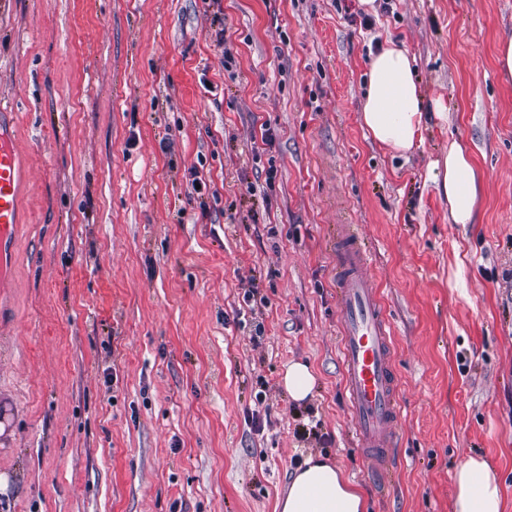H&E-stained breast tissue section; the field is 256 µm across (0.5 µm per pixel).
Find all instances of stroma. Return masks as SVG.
<instances>
[{
  "label": "stroma",
  "mask_w": 512,
  "mask_h": 512,
  "mask_svg": "<svg viewBox=\"0 0 512 512\" xmlns=\"http://www.w3.org/2000/svg\"><path fill=\"white\" fill-rule=\"evenodd\" d=\"M507 33L512 0H0L25 163L0 295V512H275L311 455L368 512H452L475 453L512 512ZM389 39L428 113L406 156L361 121ZM453 141L483 177L474 224L449 223L434 181ZM337 224L361 226L393 325L383 494L347 410ZM293 361L316 376L302 403ZM283 383L292 400L301 403L312 394L316 376L305 363L292 362L288 364Z\"/></svg>",
  "instance_id": "35a3bbf8"
}]
</instances>
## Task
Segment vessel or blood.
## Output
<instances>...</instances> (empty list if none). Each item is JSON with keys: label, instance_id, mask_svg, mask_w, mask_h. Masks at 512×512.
<instances>
[{"label": "vessel or blood", "instance_id": "1", "mask_svg": "<svg viewBox=\"0 0 512 512\" xmlns=\"http://www.w3.org/2000/svg\"><path fill=\"white\" fill-rule=\"evenodd\" d=\"M22 158L10 126L0 123V272L15 262L21 229ZM336 297L342 307L339 343L356 445L373 460L378 484L391 481V448L401 423L393 364L392 328L378 289L365 268L368 251L353 224L337 225Z\"/></svg>", "mask_w": 512, "mask_h": 512}]
</instances>
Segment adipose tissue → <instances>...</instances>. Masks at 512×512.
Listing matches in <instances>:
<instances>
[{"mask_svg": "<svg viewBox=\"0 0 512 512\" xmlns=\"http://www.w3.org/2000/svg\"><path fill=\"white\" fill-rule=\"evenodd\" d=\"M362 122L373 140L395 152H410L423 125L422 97L406 50L386 41L373 55L368 72ZM442 188L448 199V220H478L480 174L459 143L448 146ZM453 512H505L504 493L491 461L475 454L453 474ZM280 512H365V498L341 470L326 461L306 459L290 476L278 500Z\"/></svg>", "mask_w": 512, "mask_h": 512, "instance_id": "ef3b65f1", "label": "adipose tissue"}]
</instances>
